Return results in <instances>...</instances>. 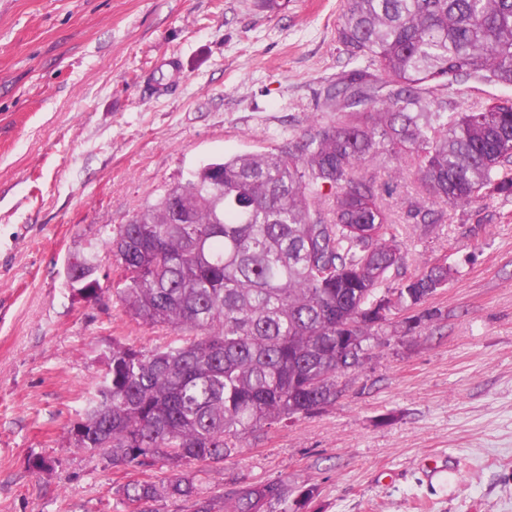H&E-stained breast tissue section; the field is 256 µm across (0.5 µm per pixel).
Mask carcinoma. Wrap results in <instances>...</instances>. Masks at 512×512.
Returning a JSON list of instances; mask_svg holds the SVG:
<instances>
[{"mask_svg": "<svg viewBox=\"0 0 512 512\" xmlns=\"http://www.w3.org/2000/svg\"><path fill=\"white\" fill-rule=\"evenodd\" d=\"M350 68L294 145L236 155L169 187L105 240L127 314L188 333L164 347L114 344L76 445L112 468L164 469L122 488L128 507L161 499L193 512H299L269 481L208 495L194 462L218 464L246 434L336 402L387 310L420 307L448 266L381 288L405 266L390 186L368 173L402 153L420 192L406 221L512 196V100L458 111L471 78L512 86V0H344L337 28ZM192 223L177 224L174 208Z\"/></svg>", "mask_w": 512, "mask_h": 512, "instance_id": "obj_1", "label": "carcinoma"}]
</instances>
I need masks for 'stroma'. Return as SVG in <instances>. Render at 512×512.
<instances>
[{
    "instance_id": "obj_1",
    "label": "stroma",
    "mask_w": 512,
    "mask_h": 512,
    "mask_svg": "<svg viewBox=\"0 0 512 512\" xmlns=\"http://www.w3.org/2000/svg\"><path fill=\"white\" fill-rule=\"evenodd\" d=\"M343 0H0V512H127V483L69 433L113 343L173 330L87 302L68 259L102 243L200 166L274 151L318 114L346 62ZM408 273L446 262L424 307L392 315L336 403L248 436L204 467L242 484L315 488L307 512H512V197L406 224ZM51 460L33 470L35 457Z\"/></svg>"
}]
</instances>
